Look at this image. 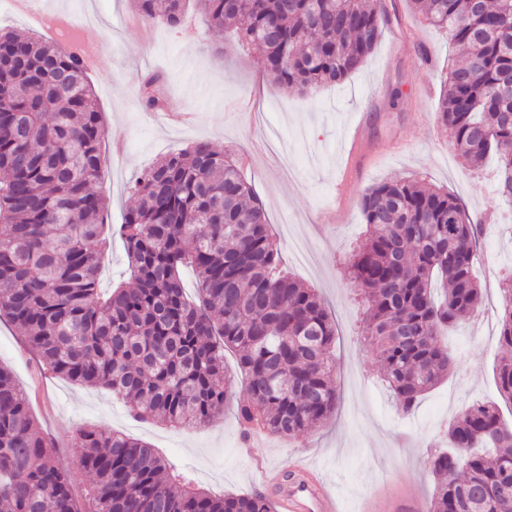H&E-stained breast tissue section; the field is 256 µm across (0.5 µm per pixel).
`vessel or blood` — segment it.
<instances>
[{
  "label": "vessel or blood",
  "instance_id": "b4317fda",
  "mask_svg": "<svg viewBox=\"0 0 512 512\" xmlns=\"http://www.w3.org/2000/svg\"><path fill=\"white\" fill-rule=\"evenodd\" d=\"M262 476V487L273 499L277 512H336V500L315 469L293 463L291 479H284L282 471L268 470L257 463ZM382 512H426L418 495L403 494L384 501Z\"/></svg>",
  "mask_w": 512,
  "mask_h": 512
}]
</instances>
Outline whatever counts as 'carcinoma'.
Wrapping results in <instances>:
<instances>
[{"instance_id":"cac0c4a2","label":"carcinoma","mask_w":512,"mask_h":512,"mask_svg":"<svg viewBox=\"0 0 512 512\" xmlns=\"http://www.w3.org/2000/svg\"><path fill=\"white\" fill-rule=\"evenodd\" d=\"M195 2L209 26L232 28L286 89L338 83L373 53L384 0H133L147 22L180 24ZM448 31L453 61L439 118L463 162L497 157L512 172V0H412ZM0 320L54 374L105 388L132 415L174 428L212 420L233 397V351L247 376L237 401L245 435L294 438L336 411V328L316 289L284 274L263 204L208 141L168 154L132 179L135 204L118 232L130 275L99 288L104 198L92 185L106 159L105 126L80 59L41 36L0 31ZM163 76L140 100L161 106ZM366 237L347 263L365 311L364 341L406 413L455 364L439 333L474 315V267L488 224L451 193L395 178L370 188ZM193 268L198 300L179 270ZM498 316V395L512 407V289ZM450 449L431 454L428 512H512V425L497 403L448 421ZM72 465L58 461L26 394L0 367V512H274L261 493L213 496L172 475L150 444L79 427ZM92 477L84 497L74 471Z\"/></svg>"}]
</instances>
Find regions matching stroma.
<instances>
[{
    "mask_svg": "<svg viewBox=\"0 0 512 512\" xmlns=\"http://www.w3.org/2000/svg\"><path fill=\"white\" fill-rule=\"evenodd\" d=\"M388 22L368 60L341 83L311 94L290 92L268 75L261 59L232 32L209 28L188 9L182 26L146 22L131 0H29L18 10L0 0V28L34 34L31 15L72 21L89 44L112 50L110 67L90 72L106 129V165L96 191L117 225L131 199L134 174L195 141H208L238 159L261 199L286 268L316 288L336 324L339 402L322 427L292 440H243L233 404L210 423L178 431L137 420L129 403L102 388L53 373L37 377L36 357L22 331L0 322V366L31 396L32 414L61 460L74 453L81 426L119 431L150 443L171 471L215 494L260 488L255 459L287 468L315 466L336 495L339 512H361L371 493L415 489L431 499L435 482L425 462L448 419L476 402L498 399L499 278L512 269V206L496 194V167L473 171L456 155L436 111L441 72L453 48L446 31L429 25L411 0H385ZM162 72V95L187 122L169 121L139 103L141 76ZM365 124L358 162L339 144L351 126ZM415 177L448 189L472 219L493 212L475 274L481 312L449 331L453 372L403 413L362 336L359 296L343 274L364 229L362 194L391 178Z\"/></svg>",
    "mask_w": 512,
    "mask_h": 512,
    "instance_id": "1",
    "label": "stroma"
}]
</instances>
